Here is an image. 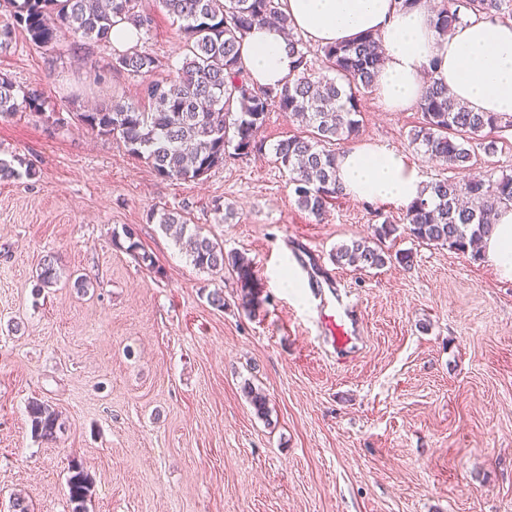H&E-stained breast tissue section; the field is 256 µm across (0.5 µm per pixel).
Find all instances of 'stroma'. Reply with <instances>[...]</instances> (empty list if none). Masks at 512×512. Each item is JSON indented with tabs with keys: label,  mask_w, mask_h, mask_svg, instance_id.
Returning <instances> with one entry per match:
<instances>
[{
	"label": "stroma",
	"mask_w": 512,
	"mask_h": 512,
	"mask_svg": "<svg viewBox=\"0 0 512 512\" xmlns=\"http://www.w3.org/2000/svg\"><path fill=\"white\" fill-rule=\"evenodd\" d=\"M142 43L163 64L186 54L178 23L148 0ZM101 48L70 40L39 48L17 35L0 72L42 89L61 116L119 95L139 78L105 68ZM357 145L406 154L422 182L453 170L408 150L421 115L361 102ZM298 126L272 110L262 152L195 181L155 175L116 137L25 113L0 118V157L36 178L0 182V512H69L67 475L81 460L88 512H512V280L488 257L397 232L359 271L334 264L340 244L402 218L393 203L341 196L316 220L296 202L273 147ZM182 213L225 253L252 266L262 304L240 305L231 269L195 268L149 218ZM130 227L155 264L127 249ZM311 251L355 305L361 342L337 357L310 323ZM64 271L41 290L45 256ZM91 280L87 290L72 279ZM293 277L297 289L283 287ZM222 292L223 307L209 301ZM266 394L258 418L244 391ZM65 430L38 439L29 401Z\"/></svg>",
	"instance_id": "obj_1"
}]
</instances>
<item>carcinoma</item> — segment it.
Returning <instances> with one entry per match:
<instances>
[{"label":"carcinoma","mask_w":512,"mask_h":512,"mask_svg":"<svg viewBox=\"0 0 512 512\" xmlns=\"http://www.w3.org/2000/svg\"><path fill=\"white\" fill-rule=\"evenodd\" d=\"M166 13L180 22L187 53L181 66L160 75L161 61L147 48L114 53L108 66L114 73L140 78V106L114 96L108 103L77 111L75 119L101 137L117 136L129 155L145 162L161 178L200 180L224 165L234 154L246 157L262 150L258 133L267 112L276 108L290 114L304 133L292 134L273 148L280 167L287 172L297 205L321 219L329 205L343 195L336 168L340 145L358 138L359 105L376 91L384 65L378 36L363 33L355 39L321 48L324 66L334 78H315L302 40L291 32L280 0H158ZM9 20L0 25V49H6L23 31L37 47L69 36L104 48L112 43V27L129 21L148 29L154 18L142 0H0ZM504 19L512 17V0H443L435 26L446 34L466 16ZM273 20L288 32L298 55L297 72L281 87L253 88L242 61V44L255 25ZM41 89L16 85L0 72V116L25 112L51 127L62 123ZM421 125L408 135V146L424 158L456 172L452 179L425 184L420 196L407 207L402 223L407 233L426 244L446 246L465 254L492 232L491 214L497 204H512V170L492 169L483 177L466 176L472 144L512 127L495 112H475L452 99L448 89L429 85L417 105ZM33 179L36 169L17 157H0V181ZM161 230L200 270L217 272L228 265L237 277L240 304L252 314L260 306L250 263L241 255H224V248L201 234L184 215L169 210L151 211ZM338 266L376 269L395 261L413 263V253H385L367 240L336 247ZM61 276L58 259L48 256L39 267L38 281L50 288ZM257 416L268 418L267 396L244 385ZM27 414L32 433L52 441L65 428L61 414L32 400ZM67 485L71 512H87L92 481L84 464L71 461Z\"/></svg>","instance_id":"1"}]
</instances>
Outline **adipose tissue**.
I'll return each mask as SVG.
<instances>
[{
  "label": "adipose tissue",
  "instance_id": "ef3b65f1",
  "mask_svg": "<svg viewBox=\"0 0 512 512\" xmlns=\"http://www.w3.org/2000/svg\"><path fill=\"white\" fill-rule=\"evenodd\" d=\"M296 32L327 45L366 32L378 33L386 60L378 95L391 111L416 106L425 90V70L477 112L512 117V23L469 19L449 34L434 26L427 0L404 8L398 0H282ZM253 87H277L294 74L297 56L275 28L257 25L242 50ZM337 178L346 195L370 202L407 205L422 190L417 169L405 156L381 145L345 150ZM485 250L500 275L512 279V209L495 217Z\"/></svg>",
  "mask_w": 512,
  "mask_h": 512
}]
</instances>
